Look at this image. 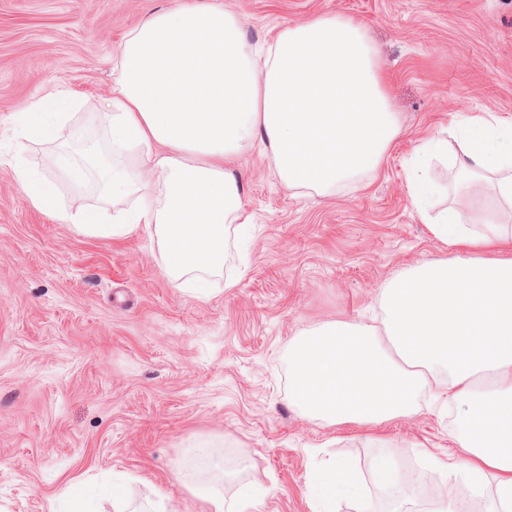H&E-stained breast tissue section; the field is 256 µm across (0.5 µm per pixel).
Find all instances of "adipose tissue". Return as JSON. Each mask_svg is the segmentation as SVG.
Wrapping results in <instances>:
<instances>
[{"mask_svg":"<svg viewBox=\"0 0 512 512\" xmlns=\"http://www.w3.org/2000/svg\"><path fill=\"white\" fill-rule=\"evenodd\" d=\"M109 139L124 163L107 180L108 211L69 215L88 236L152 230L166 274L208 295L224 265L227 225L244 204L230 158L261 146L280 184L317 195L363 187L401 125L362 23L320 15L280 29L264 53L219 5L148 14L113 59ZM461 176L485 179L489 229L472 231L458 203L432 212L424 171L446 143L419 149L409 190L436 239L467 251L414 267L380 293L378 324L327 321L288 346V401L333 427L409 418L436 390L461 412L459 454L445 471L475 489L494 485L495 512H512V125L493 113L467 120Z\"/></svg>","mask_w":512,"mask_h":512,"instance_id":"obj_1","label":"adipose tissue"}]
</instances>
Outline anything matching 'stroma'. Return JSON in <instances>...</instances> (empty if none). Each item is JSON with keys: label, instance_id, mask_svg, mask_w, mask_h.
I'll return each instance as SVG.
<instances>
[{"label": "stroma", "instance_id": "35a3bbf8", "mask_svg": "<svg viewBox=\"0 0 512 512\" xmlns=\"http://www.w3.org/2000/svg\"><path fill=\"white\" fill-rule=\"evenodd\" d=\"M237 15L248 44L323 14L361 21L379 54L402 131L365 188L306 196L283 188L262 150L234 158L251 225L224 243V269L199 298L170 281L151 230L123 240L77 232L64 217L108 209L89 156L112 161V59L128 31L173 0H0V512H48L70 483L95 512L122 481L139 512H211L176 467L224 473V512L257 490V512H320L311 476L349 462L360 497L335 512H397L431 495L384 493L371 461L395 449L407 478L439 486L465 512H485L461 479L426 469L454 452L453 410L372 428L327 427L288 402V342L330 320L370 323L380 292L424 262L456 257L436 240L408 189L420 143L448 140L427 177L444 205L456 184L452 134L487 112L512 123V0H197ZM67 93L60 136L34 138L22 112ZM66 154L70 172L56 158ZM48 184L55 209L30 202L15 169ZM219 440L209 458L189 443Z\"/></svg>", "mask_w": 512, "mask_h": 512}]
</instances>
